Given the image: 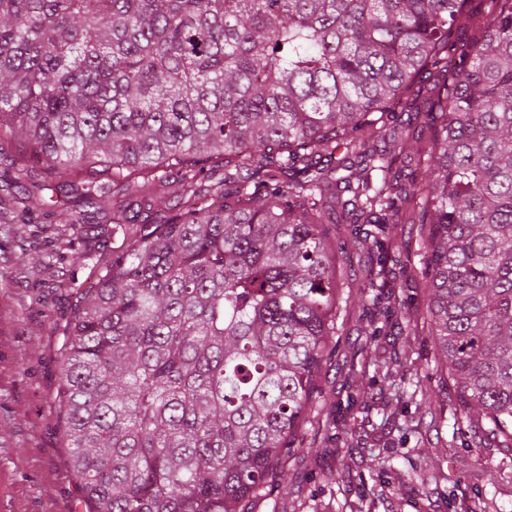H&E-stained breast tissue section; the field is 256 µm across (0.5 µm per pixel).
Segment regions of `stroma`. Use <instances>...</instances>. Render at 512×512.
<instances>
[{
  "instance_id": "stroma-1",
  "label": "stroma",
  "mask_w": 512,
  "mask_h": 512,
  "mask_svg": "<svg viewBox=\"0 0 512 512\" xmlns=\"http://www.w3.org/2000/svg\"><path fill=\"white\" fill-rule=\"evenodd\" d=\"M14 232V225H0V512H74L84 493L71 473L59 399L63 327L75 302L69 261L80 233L68 224L42 225L38 243L56 260L31 269L15 247ZM389 265L403 299L396 313L401 333L379 342L365 335L371 303L361 289L372 262L363 258L349 265L336 352L314 401L351 423L353 406L362 403L371 382L370 376L353 375V363L394 344L406 347L426 375L431 407L411 406L388 421L374 416V431L359 443L334 435L325 424H305L287 459V486L270 482L248 503V512H349L351 502L364 512H460L461 501L475 492L485 497L487 512H512V449L500 440L475 439L471 427L449 426L458 397L434 362L419 263L395 254ZM437 413L447 424L423 447L418 430ZM331 471L339 482L327 480Z\"/></svg>"
}]
</instances>
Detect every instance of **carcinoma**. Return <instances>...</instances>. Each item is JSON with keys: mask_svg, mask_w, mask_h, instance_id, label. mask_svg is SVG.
Here are the masks:
<instances>
[{"mask_svg": "<svg viewBox=\"0 0 512 512\" xmlns=\"http://www.w3.org/2000/svg\"><path fill=\"white\" fill-rule=\"evenodd\" d=\"M15 138L0 221L82 233L60 408L88 512H245L288 482L336 352L339 255L385 270L391 224L420 225L453 426L512 441V0H0V152ZM414 157L425 182L397 167ZM37 164L112 223L12 197ZM330 224L352 225L339 248ZM369 286L384 336L400 297ZM406 355L361 363L386 407L426 406Z\"/></svg>", "mask_w": 512, "mask_h": 512, "instance_id": "obj_1", "label": "carcinoma"}]
</instances>
